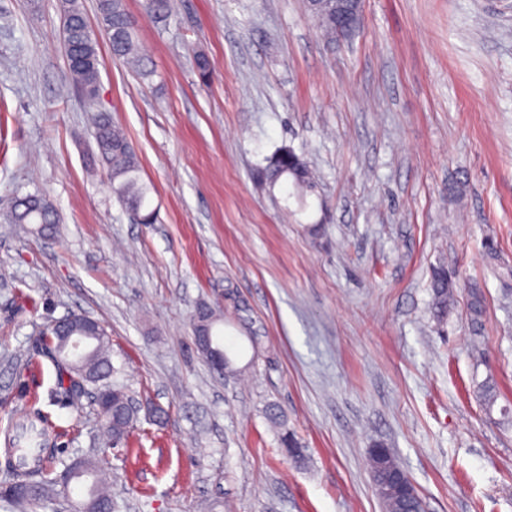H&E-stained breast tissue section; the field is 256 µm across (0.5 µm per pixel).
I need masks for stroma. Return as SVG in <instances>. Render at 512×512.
<instances>
[{
	"label": "stroma",
	"instance_id": "stroma-1",
	"mask_svg": "<svg viewBox=\"0 0 512 512\" xmlns=\"http://www.w3.org/2000/svg\"><path fill=\"white\" fill-rule=\"evenodd\" d=\"M125 4L154 74L101 44L89 101L61 0H0V208L36 194L59 217L49 241L0 225V431L48 413L120 512H383L378 443L424 512H512V0H364L360 29L333 43L305 0H182L163 22ZM98 110L127 130L155 223L88 175ZM282 146L316 177L295 215L254 178ZM442 262L458 278L440 324ZM204 303L237 375L194 346ZM72 313L105 324L140 406L126 448L50 401L56 372L33 340ZM271 403L305 462L283 455ZM455 269L446 266L438 267L432 277V309L439 323L448 317V309L454 301Z\"/></svg>",
	"mask_w": 512,
	"mask_h": 512
}]
</instances>
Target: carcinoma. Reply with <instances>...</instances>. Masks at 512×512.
<instances>
[{
  "mask_svg": "<svg viewBox=\"0 0 512 512\" xmlns=\"http://www.w3.org/2000/svg\"><path fill=\"white\" fill-rule=\"evenodd\" d=\"M173 0H146V11L156 20H166L172 12ZM317 21L325 35L338 36L336 0H313ZM102 30L112 56L131 64L143 78L154 73L145 62L134 41L135 21L124 0H99ZM61 32L63 47L86 44L94 64L70 68L71 81L85 92L92 91L100 79L98 40H90L92 29L78 0H62ZM95 155L106 166L112 194L136 214L141 224L153 223L156 210L151 208V187L141 177V163L124 129L115 124L107 112L95 115L93 123ZM258 183L273 192L278 187L288 189L286 198H293L299 210L307 207L306 198L315 191L311 168L304 156L290 147L277 149L266 165L256 171ZM4 223L22 224L41 237H53L58 231L55 209L38 195L11 200L4 211ZM455 269L438 267L432 277V309L438 322L448 317L454 301ZM485 315L481 294L470 303V321L479 327ZM222 316L211 310L194 322V331L214 335ZM36 345L44 357L56 367L58 382L51 400L63 408L78 409L82 399H93V415L106 431L110 441L118 446L127 444L137 422V406L128 394L124 382L118 380L120 370L114 368L109 354V337L104 327L91 323L79 314L70 315L62 325L48 324L37 335ZM63 431L51 418L40 412H20L5 431L0 472V502L24 512L42 507L72 482L92 479L86 497L81 501L82 512H115L112 494L99 478V463L91 455L69 457L62 442ZM384 512H423L419 495H394L382 503Z\"/></svg>",
  "mask_w": 512,
  "mask_h": 512,
  "instance_id": "carcinoma-1",
  "label": "carcinoma"
}]
</instances>
